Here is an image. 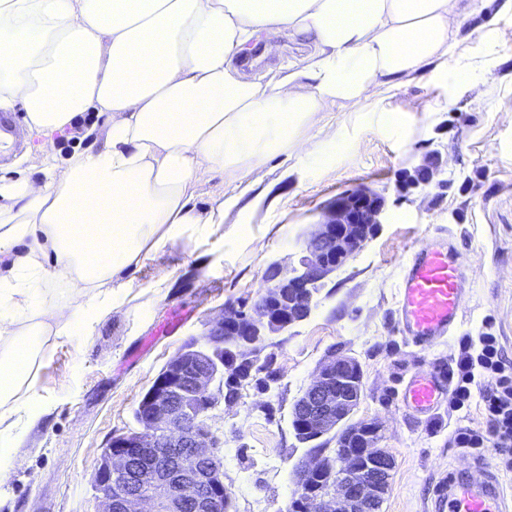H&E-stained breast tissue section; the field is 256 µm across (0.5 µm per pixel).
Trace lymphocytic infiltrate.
Returning a JSON list of instances; mask_svg holds the SVG:
<instances>
[{"instance_id": "obj_1", "label": "lymphocytic infiltrate", "mask_w": 512, "mask_h": 512, "mask_svg": "<svg viewBox=\"0 0 512 512\" xmlns=\"http://www.w3.org/2000/svg\"><path fill=\"white\" fill-rule=\"evenodd\" d=\"M448 408L459 411L480 396L486 428L457 429L454 447L473 454L492 449L498 467L512 472V360L505 357L491 328L463 337L449 374Z\"/></svg>"}]
</instances>
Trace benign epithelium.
Instances as JSON below:
<instances>
[{"instance_id":"7a95c632","label":"benign epithelium","mask_w":512,"mask_h":512,"mask_svg":"<svg viewBox=\"0 0 512 512\" xmlns=\"http://www.w3.org/2000/svg\"><path fill=\"white\" fill-rule=\"evenodd\" d=\"M380 198L368 189L336 197L304 242L298 261L271 262L265 289L250 310L224 306L205 340L179 352L153 380L139 407V428L115 434L93 476L97 512H229L221 442L209 424L224 399V363L217 354L232 341L245 356L262 352L272 336L310 313L315 295L336 269L373 237ZM362 367L348 356L329 357L296 406L298 431L316 441L346 430L336 452L307 461L294 496L295 512H377L389 487L393 460L379 448L380 427L350 422L363 392ZM127 487L112 492V479Z\"/></svg>"}]
</instances>
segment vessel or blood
Here are the masks:
<instances>
[{
	"label": "vessel or blood",
	"mask_w": 512,
	"mask_h": 512,
	"mask_svg": "<svg viewBox=\"0 0 512 512\" xmlns=\"http://www.w3.org/2000/svg\"><path fill=\"white\" fill-rule=\"evenodd\" d=\"M466 276L453 238H438L412 249L402 269L395 325L414 347L425 350L448 337L461 321ZM447 387L437 369L412 374L402 404L425 417L434 411ZM438 512H508L498 480L484 474L480 483L450 479L438 493Z\"/></svg>",
	"instance_id": "obj_1"
}]
</instances>
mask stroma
<instances>
[{
	"label": "stroma",
	"instance_id": "stroma-1",
	"mask_svg": "<svg viewBox=\"0 0 512 512\" xmlns=\"http://www.w3.org/2000/svg\"><path fill=\"white\" fill-rule=\"evenodd\" d=\"M457 58L446 68L401 80L387 99L359 112L326 113L314 134L325 145L317 157H272L221 230L192 235L147 256L125 276L126 301L84 342L48 345L36 383L52 406L16 443L8 478L0 483V512H96L91 476L115 433L134 429L133 409L159 370L185 343L218 319L226 302L249 301L263 286L268 264L294 256L304 235L336 196L359 188L384 203L382 222L365 248L329 278L307 319L264 347L277 372L276 389L247 387L232 406L211 413L224 446V486L231 512H286L296 470L309 459L291 426L296 400L331 355L354 357L364 372L353 418L382 427L380 445L394 463L381 512H435L445 479L477 464L495 473L512 499V473L492 454L453 447L461 427L484 430L479 403L452 412L440 403L428 417L405 411L401 389L415 371L448 369L462 337L492 324L512 359V41L489 39L512 31V16L495 0H463ZM280 52L252 45L248 74L270 80L304 47L276 38ZM473 65L465 84L450 76L458 58ZM387 110L392 123L378 113ZM435 162L432 181L400 190L407 172ZM453 235L470 291L461 323L434 347L421 350L395 331L402 265L410 249ZM168 277L156 292L154 283Z\"/></svg>",
	"mask_w": 512,
	"mask_h": 512
}]
</instances>
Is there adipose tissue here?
I'll use <instances>...</instances> for the list:
<instances>
[{
  "instance_id": "1",
  "label": "adipose tissue",
  "mask_w": 512,
  "mask_h": 512,
  "mask_svg": "<svg viewBox=\"0 0 512 512\" xmlns=\"http://www.w3.org/2000/svg\"><path fill=\"white\" fill-rule=\"evenodd\" d=\"M457 0H0V112H23L38 170L0 175V481L50 410L33 381L46 336L91 338L122 276L187 229L210 237L268 158L318 150L325 112L447 64ZM283 31L311 50L268 82L237 61ZM90 147L60 159L83 113ZM237 194L202 214L213 174ZM59 283L60 303L40 297Z\"/></svg>"
}]
</instances>
